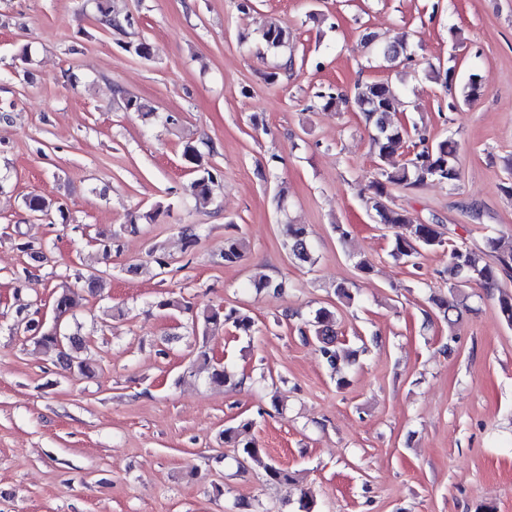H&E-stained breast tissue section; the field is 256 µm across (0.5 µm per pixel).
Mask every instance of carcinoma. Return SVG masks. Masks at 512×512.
<instances>
[{"instance_id":"1","label":"carcinoma","mask_w":512,"mask_h":512,"mask_svg":"<svg viewBox=\"0 0 512 512\" xmlns=\"http://www.w3.org/2000/svg\"><path fill=\"white\" fill-rule=\"evenodd\" d=\"M263 41L270 48L288 46L291 33L276 18H269L261 30ZM407 38L382 41L377 46L378 53L385 59L397 53L406 52ZM481 84L477 75L470 74L464 80L460 94L463 103L467 104L480 96ZM324 100L323 108L337 107L341 104L359 112L365 124L373 127L372 150L378 160L377 177L370 185L371 196L367 203L375 212L376 223L394 229L390 256L397 261L416 265L415 259L426 251H434L444 246L445 239L438 222L424 223L413 217L402 208L386 205L383 199L388 197L389 189L395 186L419 187L427 184L456 186L460 180V169L457 157V143L451 137H445L433 144L428 143L425 135H418V141L412 144V151L402 163L393 160V156L402 143L411 138V130L404 124L394 125L389 115L395 110V96L390 87L383 82H366L355 87L353 94L325 93L318 95ZM184 160L193 165L197 173L190 185L197 205L207 206L211 202V185L216 180L215 174L203 164L199 150L192 144L183 147ZM25 208L34 215L48 216L52 204L43 196L29 194L24 199ZM285 247L289 256L301 263L314 264L313 250L307 228L301 224L287 225ZM248 249L246 238L240 234L224 238L222 258L224 264L232 265L240 262ZM485 251L493 256L496 263L483 261V257L473 250L453 245L448 249V272L464 282H476L484 288L497 287L498 274L512 268V242L490 236L485 240ZM106 282L103 275L91 272L83 280V289L63 288L55 292L52 303L54 318L65 324L69 317L84 300L82 290L91 295L101 293ZM32 311L16 323L14 330H22L37 347L56 356L55 365L73 378H91L95 375L93 365L82 359L81 352L87 346V340L78 333L64 334L54 328H38L30 318ZM192 323L201 330L202 335L230 325L235 330L249 333L255 321L249 314L236 308H203L192 315ZM305 341H313L318 345L319 352L332 373L338 372V364L342 359L337 345L335 312L321 307L312 318L306 320L298 328ZM194 363L207 373L211 386L222 388L234 380L235 374L229 371L224 363L216 360L214 355L203 344L197 345L194 351ZM253 420L244 419L236 426L223 431L224 442L233 444L239 456L244 460L257 463L263 468L266 481L275 483L291 480L288 470L265 460L263 448L248 434Z\"/></svg>"}]
</instances>
